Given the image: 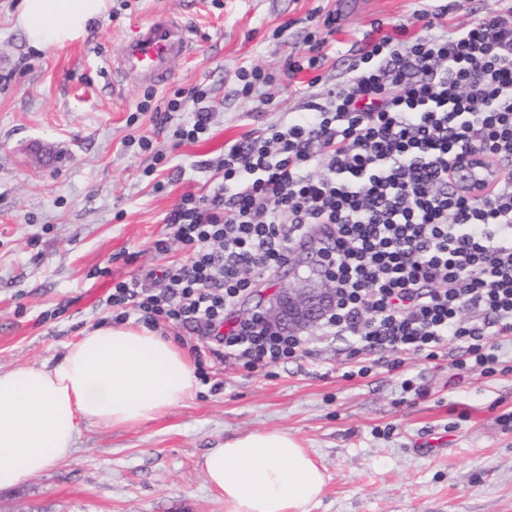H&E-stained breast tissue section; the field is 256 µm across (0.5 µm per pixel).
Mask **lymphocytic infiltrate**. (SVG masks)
I'll return each mask as SVG.
<instances>
[{"label":"lymphocytic infiltrate","mask_w":512,"mask_h":512,"mask_svg":"<svg viewBox=\"0 0 512 512\" xmlns=\"http://www.w3.org/2000/svg\"><path fill=\"white\" fill-rule=\"evenodd\" d=\"M470 3L416 10L420 34L368 44L344 86L227 147L221 179L184 194L165 218L172 239L153 244L164 254L177 240L189 257L156 271L161 289L113 284V321L204 327L211 356L251 373L309 355L303 337L236 307L316 229L318 271L336 288L323 330L352 340L346 378L408 354L512 373L499 354L512 343V182L476 197L454 177L472 153L512 160V0L452 26ZM204 98L192 88L155 119L190 112L173 135L199 141Z\"/></svg>","instance_id":"obj_1"}]
</instances>
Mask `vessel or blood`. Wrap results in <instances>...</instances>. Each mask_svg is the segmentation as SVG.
<instances>
[{"mask_svg":"<svg viewBox=\"0 0 512 512\" xmlns=\"http://www.w3.org/2000/svg\"><path fill=\"white\" fill-rule=\"evenodd\" d=\"M191 50L189 27L178 17L159 15L138 26L124 42L112 60V70L138 84L160 88L172 78V62L190 55Z\"/></svg>","mask_w":512,"mask_h":512,"instance_id":"b4317fda","label":"vessel or blood"}]
</instances>
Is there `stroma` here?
I'll return each instance as SVG.
<instances>
[{
    "instance_id": "obj_1",
    "label": "stroma",
    "mask_w": 512,
    "mask_h": 512,
    "mask_svg": "<svg viewBox=\"0 0 512 512\" xmlns=\"http://www.w3.org/2000/svg\"><path fill=\"white\" fill-rule=\"evenodd\" d=\"M105 16L61 46L36 47L16 25L20 0H0V369L60 360L83 330L112 322L114 283L184 261L164 217L203 193L225 146L299 111L305 95L346 80L360 48L407 25L420 0H108ZM181 17L194 51L151 89L114 82L110 62L137 25ZM332 26H325L326 16ZM327 38L323 66L289 74L309 34ZM276 77L272 103L236 94L235 72ZM199 86L208 136L176 140L138 104ZM152 139L141 149L134 138ZM170 238L168 253L153 250ZM312 356L248 376L207 361L192 400L129 428L81 421L72 453L0 490V512H226L202 457L250 431L296 437L324 468L310 512H512V373L473 371L408 356L426 397L375 367L346 380L351 340L308 331Z\"/></svg>"
}]
</instances>
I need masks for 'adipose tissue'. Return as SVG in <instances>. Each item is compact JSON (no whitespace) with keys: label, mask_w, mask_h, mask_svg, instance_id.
<instances>
[{"label":"adipose tissue","mask_w":512,"mask_h":512,"mask_svg":"<svg viewBox=\"0 0 512 512\" xmlns=\"http://www.w3.org/2000/svg\"><path fill=\"white\" fill-rule=\"evenodd\" d=\"M106 0H22L17 23L29 42L61 45L86 32ZM197 379L172 341L120 324L85 331L56 364L0 370V489L68 457L80 420L131 427L192 398ZM230 512H309L325 475L285 431L225 441L201 463Z\"/></svg>","instance_id":"adipose-tissue-1"}]
</instances>
